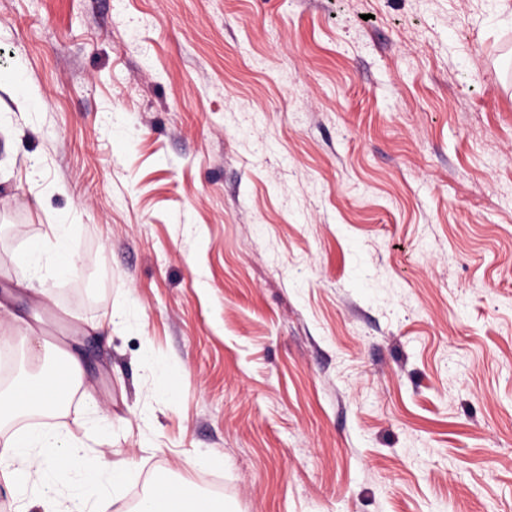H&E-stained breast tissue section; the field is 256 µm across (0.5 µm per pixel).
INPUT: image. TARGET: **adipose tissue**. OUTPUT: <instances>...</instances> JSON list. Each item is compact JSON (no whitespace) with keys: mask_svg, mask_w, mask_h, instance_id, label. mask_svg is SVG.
Returning a JSON list of instances; mask_svg holds the SVG:
<instances>
[{"mask_svg":"<svg viewBox=\"0 0 512 512\" xmlns=\"http://www.w3.org/2000/svg\"><path fill=\"white\" fill-rule=\"evenodd\" d=\"M55 259L61 273L73 275L78 265L64 228L54 227L29 247L24 266L35 272L42 259ZM45 373L20 385L0 389V430L11 427L19 417L37 413H55L59 393L73 389L81 380V362L76 355L67 359L68 372H56L58 360L45 351ZM6 446L11 466L4 473L9 489L19 495H36L41 512H124L118 496L102 490L100 478L110 475L113 486H120L126 468L123 464L90 460L78 449L65 448L59 434L48 427L12 430ZM138 512H220L216 502L194 497L179 486L155 480L150 492L141 499Z\"/></svg>","mask_w":512,"mask_h":512,"instance_id":"obj_1","label":"adipose tissue"}]
</instances>
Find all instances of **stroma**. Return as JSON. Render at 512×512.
<instances>
[{
	"label": "stroma",
	"mask_w": 512,
	"mask_h": 512,
	"mask_svg": "<svg viewBox=\"0 0 512 512\" xmlns=\"http://www.w3.org/2000/svg\"><path fill=\"white\" fill-rule=\"evenodd\" d=\"M17 81L0 346L123 502L512 512V0H0ZM44 258L55 259L59 271L63 274L75 275L78 272V265L63 227H52L42 239L34 241L24 258L25 269L29 273H34ZM67 375H56L58 360L56 355L44 350V363L47 370L43 374L28 379L21 385H10L0 389V430L12 424L23 415L48 412L53 414L58 409V392H67L73 389L81 380V362L74 355L69 354ZM59 372L66 371V364L61 362L57 366ZM54 378L55 390L44 391L33 397L32 394L45 384L47 379ZM142 495L132 501L133 507ZM138 512H220L216 502L205 497H194L179 486L157 478L139 503Z\"/></svg>",
	"instance_id": "1"
}]
</instances>
